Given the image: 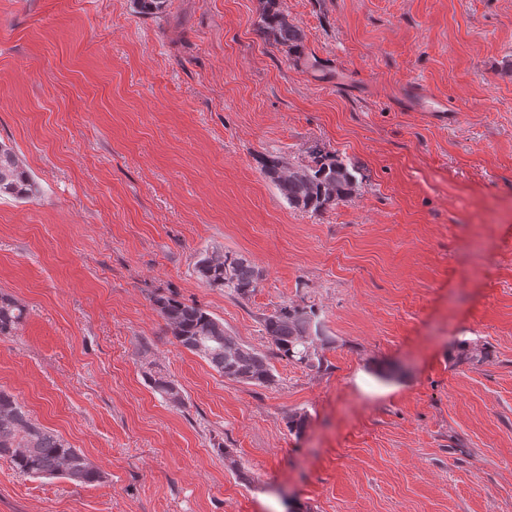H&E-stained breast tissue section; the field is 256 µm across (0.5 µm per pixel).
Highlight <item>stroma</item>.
<instances>
[{"mask_svg":"<svg viewBox=\"0 0 512 512\" xmlns=\"http://www.w3.org/2000/svg\"><path fill=\"white\" fill-rule=\"evenodd\" d=\"M278 4L301 57L264 41L261 0H0V144L39 186L0 200V290L27 309L0 390L101 473L2 459L0 512H512V0ZM316 144L360 187L312 214L259 160ZM204 251L255 266L249 299L198 280ZM159 296L264 353L265 317L314 308L324 365L227 380Z\"/></svg>","mask_w":512,"mask_h":512,"instance_id":"35a3bbf8","label":"stroma"}]
</instances>
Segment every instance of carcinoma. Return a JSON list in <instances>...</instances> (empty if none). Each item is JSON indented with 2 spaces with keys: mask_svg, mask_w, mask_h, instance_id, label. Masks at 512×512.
<instances>
[{
  "mask_svg": "<svg viewBox=\"0 0 512 512\" xmlns=\"http://www.w3.org/2000/svg\"><path fill=\"white\" fill-rule=\"evenodd\" d=\"M259 30L267 41L294 56L304 48L300 26L277 8V0H262ZM136 13L161 12L166 0H132ZM263 174L273 183L288 206L316 213L350 198L358 189L355 167L315 145L307 159L296 164L280 156L263 160ZM37 193L31 174L15 153L0 146V198L26 200ZM197 276L212 288H226L246 300L256 290L260 274L240 254L205 253L195 264ZM157 312L182 348L204 358L224 378L246 384L274 382L267 355L240 343L224 330V322L197 304L174 297L155 299ZM25 315L24 306L11 294L0 291V336L13 333ZM264 329L272 352L280 359L307 369H320L323 359L315 341L320 326L313 309L285 305L269 315ZM153 388L174 404L183 403L178 386L166 377H150ZM0 459L10 462L19 474L28 477H60L74 485H86L101 478L100 471L85 453L72 447L54 431L35 422L28 410L13 396L0 390Z\"/></svg>",
  "mask_w": 512,
  "mask_h": 512,
  "instance_id": "obj_1",
  "label": "carcinoma"
}]
</instances>
